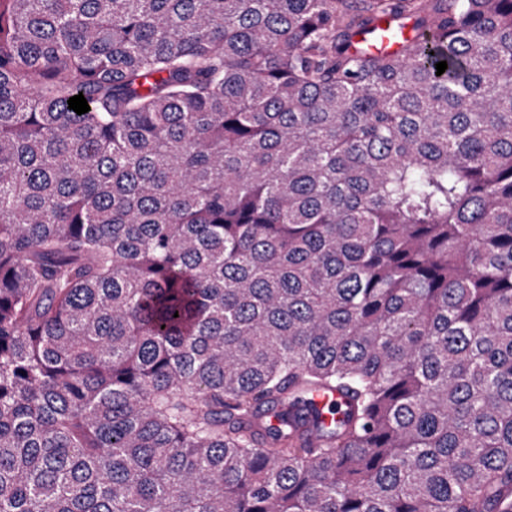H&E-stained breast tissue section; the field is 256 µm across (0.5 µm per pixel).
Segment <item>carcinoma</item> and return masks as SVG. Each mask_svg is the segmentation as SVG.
I'll use <instances>...</instances> for the list:
<instances>
[{
    "label": "carcinoma",
    "instance_id": "1",
    "mask_svg": "<svg viewBox=\"0 0 512 512\" xmlns=\"http://www.w3.org/2000/svg\"><path fill=\"white\" fill-rule=\"evenodd\" d=\"M0 512H512V0H0Z\"/></svg>",
    "mask_w": 512,
    "mask_h": 512
}]
</instances>
